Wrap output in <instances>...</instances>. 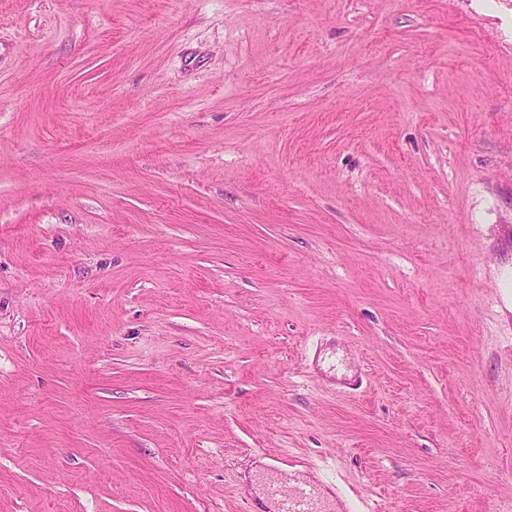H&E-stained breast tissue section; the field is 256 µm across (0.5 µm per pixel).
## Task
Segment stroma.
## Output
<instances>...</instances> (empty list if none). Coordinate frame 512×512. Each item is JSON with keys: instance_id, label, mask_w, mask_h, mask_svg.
Returning a JSON list of instances; mask_svg holds the SVG:
<instances>
[{"instance_id": "obj_1", "label": "stroma", "mask_w": 512, "mask_h": 512, "mask_svg": "<svg viewBox=\"0 0 512 512\" xmlns=\"http://www.w3.org/2000/svg\"><path fill=\"white\" fill-rule=\"evenodd\" d=\"M512 512V0H0V512ZM269 493L272 496H280V498H277L278 512H314L317 510L313 507V490H310L309 493H307L304 489H300L288 493L282 492L279 489L271 488Z\"/></svg>"}]
</instances>
